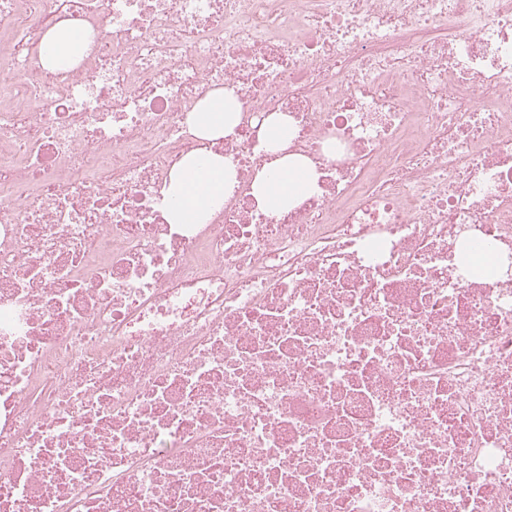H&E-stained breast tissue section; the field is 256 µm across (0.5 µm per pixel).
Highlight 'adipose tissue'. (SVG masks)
Segmentation results:
<instances>
[{
	"label": "adipose tissue",
	"instance_id": "1",
	"mask_svg": "<svg viewBox=\"0 0 512 512\" xmlns=\"http://www.w3.org/2000/svg\"><path fill=\"white\" fill-rule=\"evenodd\" d=\"M192 121L209 139L232 134L237 124L236 103L230 93L214 91L208 104L193 115ZM315 185L316 176L305 162H295L285 157L280 159L275 175H257L253 193L260 207L276 213L287 208L292 199L313 191ZM235 187V172L231 163L219 156L212 157L200 168L177 169L168 192L177 197L178 206L169 211L167 219L173 224L204 223L208 211L219 208Z\"/></svg>",
	"mask_w": 512,
	"mask_h": 512
}]
</instances>
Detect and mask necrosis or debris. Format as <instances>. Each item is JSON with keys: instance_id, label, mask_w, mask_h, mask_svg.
Returning <instances> with one entry per match:
<instances>
[{"instance_id": "1", "label": "necrosis or debris", "mask_w": 512, "mask_h": 512, "mask_svg": "<svg viewBox=\"0 0 512 512\" xmlns=\"http://www.w3.org/2000/svg\"><path fill=\"white\" fill-rule=\"evenodd\" d=\"M0 512H512V0H0ZM83 37L78 30L50 33L44 51L51 56H78L83 51ZM209 97V103L192 116L194 125L209 139L232 134L237 125V108L233 97L230 93H224V89L212 92ZM190 175L197 181H191ZM235 187L233 167L220 156H213L204 167L179 168L168 189L169 196L175 195L179 203L176 209H170L167 219L172 224H202L208 211L219 208ZM278 163L275 176L260 172L253 184L259 206L272 213L287 208L292 199L313 191L316 185V176L304 161H290L286 156Z\"/></svg>"}]
</instances>
